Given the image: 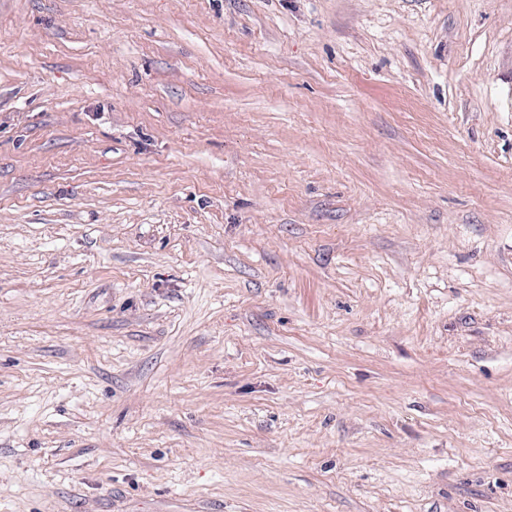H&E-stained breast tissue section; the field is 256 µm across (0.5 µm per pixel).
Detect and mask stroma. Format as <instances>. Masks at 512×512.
Returning <instances> with one entry per match:
<instances>
[{"mask_svg":"<svg viewBox=\"0 0 512 512\" xmlns=\"http://www.w3.org/2000/svg\"><path fill=\"white\" fill-rule=\"evenodd\" d=\"M0 512H512V0H0Z\"/></svg>","mask_w":512,"mask_h":512,"instance_id":"1","label":"stroma"}]
</instances>
